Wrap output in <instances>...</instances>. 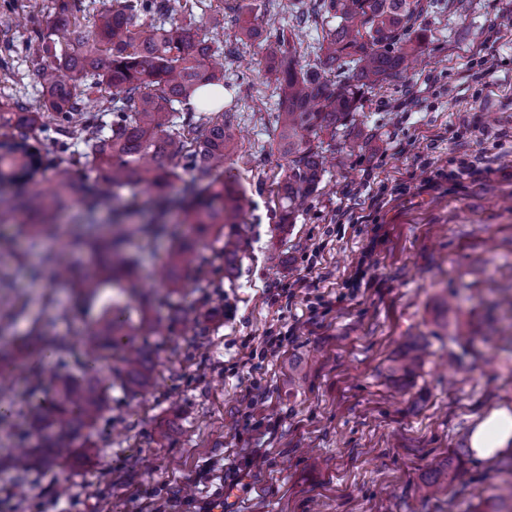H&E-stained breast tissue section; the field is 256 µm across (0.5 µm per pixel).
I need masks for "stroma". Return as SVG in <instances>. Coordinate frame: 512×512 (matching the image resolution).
Returning a JSON list of instances; mask_svg holds the SVG:
<instances>
[{
    "label": "stroma",
    "mask_w": 512,
    "mask_h": 512,
    "mask_svg": "<svg viewBox=\"0 0 512 512\" xmlns=\"http://www.w3.org/2000/svg\"><path fill=\"white\" fill-rule=\"evenodd\" d=\"M237 110L230 167L249 200V245L236 266L152 306L172 332L152 338L154 381L113 389L93 439L78 436L18 490L8 462L34 443L27 420L0 432V512H206L236 489L235 512H472L502 485L504 460H476L470 437L491 408L512 406V0H440L421 16L417 65L364 94L363 149L336 156L294 224L281 226L277 83L225 0H205ZM312 0H255L270 33L300 18L301 64L322 30ZM56 0H0V101L39 98L33 31L51 32ZM477 172L462 173L473 157ZM40 251L17 239L0 253V348L29 328L17 302L42 312L50 334L73 336L101 299L72 282L30 279ZM304 278L290 300L268 288ZM290 331L277 356L252 357L265 336ZM424 365L404 389L388 367L411 341ZM254 455L247 466L245 455ZM450 461L452 483L425 482Z\"/></svg>",
    "instance_id": "1"
}]
</instances>
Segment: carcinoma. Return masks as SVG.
<instances>
[{"label":"carcinoma","instance_id":"carcinoma-1","mask_svg":"<svg viewBox=\"0 0 512 512\" xmlns=\"http://www.w3.org/2000/svg\"><path fill=\"white\" fill-rule=\"evenodd\" d=\"M232 10L242 18L239 40H254L277 76L280 90L276 114L278 150L288 160V174L279 188L281 224H291L305 199L318 188L325 169L320 136L347 130L345 150L362 149L359 134L351 131L356 104L362 95L381 86L401 70L408 58H420L423 46L410 38L426 9L423 0H316L315 13L328 29L318 41L320 65L308 67L297 59L298 47L282 34H265L251 19L249 0H233ZM204 0H89L58 6L56 31L66 50L53 53L50 35L36 32L48 63L35 69L40 99L32 105L22 98L0 102V223L6 215H22L30 247L47 240H63L72 254H87L89 265L79 272L72 262L47 254L58 278H67L80 290L100 297L104 288L126 282L124 290L150 308L137 288L139 257L128 250L138 239L150 248L172 239L158 273V287L171 294L183 286V275L206 277L217 266L231 267L246 248L244 215L247 200L231 168L229 133L233 112H197L191 101L200 88L224 86V70L211 59L223 53V41L200 35L195 10ZM93 14V28L76 16ZM334 75V80L327 75ZM112 90L107 106L92 112L90 96ZM55 121L54 134L62 157L44 160L29 144ZM90 165L97 171L83 186L74 181L71 167ZM52 169L54 189H29L39 172ZM190 173L178 190H171L179 171ZM153 189L151 204L141 201V188ZM112 202V219L102 234L91 231L96 213ZM70 202L83 209L84 222L63 226L60 211ZM220 244L206 255L200 241ZM124 308L112 300L103 303L95 323L77 340L46 336L42 317L32 315L22 302L14 317L29 320L20 346L35 364L50 351L62 361L79 350L85 361L57 380L52 395L30 403L27 415L37 431L35 444L13 460L16 482L25 487L40 465L59 448L71 447L80 429L91 430L101 418L114 387L142 390L150 382L149 352L133 345L134 328L123 318ZM114 359L112 376L94 373V363ZM422 360V349L410 343L392 361L389 371L401 385ZM512 503V482L498 500L481 501L474 512H505Z\"/></svg>","mask_w":512,"mask_h":512}]
</instances>
